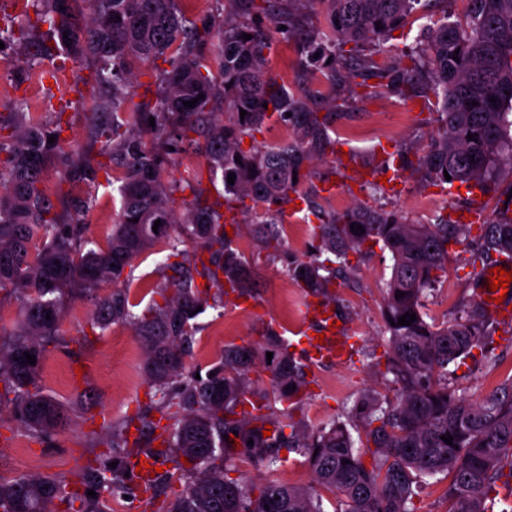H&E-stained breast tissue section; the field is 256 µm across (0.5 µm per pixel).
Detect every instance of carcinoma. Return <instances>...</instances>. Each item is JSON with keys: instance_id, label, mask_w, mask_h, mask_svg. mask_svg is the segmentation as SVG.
Instances as JSON below:
<instances>
[{"instance_id": "1", "label": "carcinoma", "mask_w": 512, "mask_h": 512, "mask_svg": "<svg viewBox=\"0 0 512 512\" xmlns=\"http://www.w3.org/2000/svg\"><path fill=\"white\" fill-rule=\"evenodd\" d=\"M180 2L30 0L34 18L21 23L0 16L4 46L31 45L42 59L63 54L93 67L96 84L107 88L91 115L105 163L64 151L60 112L48 125L23 112L12 123L0 120V291L11 290L24 300L19 331L0 337V403L11 404L20 424L38 437L55 434L66 423L67 409L44 394L38 378L46 346L59 339L64 291L90 292L104 280L119 281L137 256L163 239L174 248L189 243L209 255L200 264L171 265L173 275L163 290L172 294L140 316L132 311L136 304L127 288H115L96 301L95 327L131 322L146 350L145 374L158 396L138 418L148 441L129 445L127 426L118 425L106 450L79 469L74 481L0 478V512H48L54 502L58 512H105L102 491L135 490L134 477L126 473L130 458L141 453L161 465L174 464L186 479L165 512H323L319 487L336 495V512H414L410 505L419 483L438 474L450 477L448 512H488L490 493L499 482L512 480V378L481 400L458 392L448 383L450 364L475 348L486 368L496 364L490 317L476 302L442 322L423 311L427 291L447 273L449 249L471 238L472 225L446 218L410 224L395 211L364 206L322 220L316 252L345 260L349 251L371 241L383 243L392 255L383 287L390 354L382 376L395 386V396L367 392L354 400L349 415L355 437L342 423L313 431L301 421L275 422L269 414L249 421L238 417L237 408L254 396L248 371L260 357L256 348L230 345L224 348V362L211 368L214 375H185L196 332L194 310L208 305L213 288L214 297H221L226 281L242 295L251 289L248 261L226 231L236 222H225L199 186L170 183L166 165L174 151L202 154L210 179L224 182L226 201L248 197L254 202L249 221L254 237L274 253L284 252L278 227L283 205L307 177L306 167L334 151L336 141L332 113L320 112L315 95L289 91L271 73V35L262 26L266 18L277 29L286 26L308 80L322 78L334 86L336 66L343 64L349 84L369 71L385 80L386 88L412 98L419 79L428 76L441 127L418 154V170L432 185L458 181L491 192L501 167L512 168V0H467L464 19L445 17L428 28L427 58L412 51L409 64L393 67L371 57L352 67L347 58L365 44L388 40L418 10L420 0H228L230 11L195 21L185 18ZM313 2L323 7L327 27L302 17ZM246 34L251 39H244ZM135 61L150 66L153 101H134ZM194 99V107L183 105ZM242 109L247 111L243 118ZM118 112L131 113L133 125L124 129L115 122ZM273 118L290 127V138L241 147L244 136ZM50 137L54 142H48ZM113 164L124 170L119 220L106 247L88 249L80 241L81 220L63 222L53 211L43 175L55 168L90 183ZM229 175L235 177L232 185ZM186 190L190 197L183 198L180 218L173 194ZM157 220L161 225L155 232ZM353 223L365 232L351 231ZM478 230L476 260L491 263L496 255H512V216L501 212ZM288 272L307 293L336 302L329 291L336 272L317 256L290 260ZM400 291L405 296L398 299ZM407 312L416 320L398 325ZM268 344L274 398L299 399L304 367L271 331ZM27 353L36 357V365L26 361ZM155 412L172 421L162 428L159 448L153 446L159 428ZM267 424L272 429L266 437ZM443 435L452 436V444ZM237 446L268 467L277 462L279 448L299 450L314 485L272 480L253 494L226 478ZM112 462L116 467H110ZM90 490L96 497L86 495Z\"/></svg>"}]
</instances>
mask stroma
Returning a JSON list of instances; mask_svg holds the SVG:
<instances>
[{
  "instance_id": "stroma-1",
  "label": "stroma",
  "mask_w": 512,
  "mask_h": 512,
  "mask_svg": "<svg viewBox=\"0 0 512 512\" xmlns=\"http://www.w3.org/2000/svg\"><path fill=\"white\" fill-rule=\"evenodd\" d=\"M466 7L465 0H430L397 36L385 42L381 62L400 58L404 48L424 47L425 28L431 19L463 17ZM298 62L295 43L286 35L273 32L270 66L278 81L295 92L309 87L318 89L325 104L337 97H350L344 83L332 87L323 80L304 79ZM92 85L91 69L63 55L31 62L26 80L19 85L10 80L6 64L0 62V119L10 120L19 100L26 102L34 119L47 120L52 113H62L67 123L63 133L65 151L96 156L99 144L91 135L89 122L95 101ZM350 99L349 105L332 110L337 144L346 146L359 166L398 160L402 183L394 193L377 181L358 185L352 166L342 163L337 155L314 161L311 178L299 188L300 194L310 196L312 207L286 210L283 218L289 227L285 242L291 254L302 259L311 254L319 217L358 204L398 211L414 224H432L438 216L451 217L456 211L471 207L491 218L512 207V173L504 175L496 192L485 195L458 182L433 189L417 172L418 152L427 148L439 129L432 92H425L418 100L386 90L374 97ZM195 176L210 200H223L224 185L210 182L201 155H176L168 168L169 180L177 182ZM121 177V168L114 167L99 174L96 182H72L52 169L46 173L43 187L58 211H66L75 203H88L83 215L86 237L94 246L103 248L118 219ZM329 182L334 183V191L323 192V185ZM234 245L250 262V304L241 307L232 292L221 302L206 307L196 319L198 331L186 358L189 370L208 371L230 345L265 346V334L270 329L284 339L293 338L298 330L308 336L314 333L313 324L305 322L303 315L307 297L291 280L285 263L263 249L248 228H241ZM175 261L169 245L162 240L133 261L128 286L138 311L159 301V290ZM348 261L346 276L336 281L331 292L356 340L352 360L344 365H306L309 377L301 403L272 404L275 413L287 412L293 419H305L313 429L334 420L347 422L348 411L358 395L368 390H387L379 373L388 350L382 335V288L390 277L392 256L383 245L372 244L349 252ZM476 269L467 244L453 246L446 276L425 300L427 313L441 321L451 317L461 304L476 299ZM112 288V282L105 281L95 292L64 295L59 322L63 341L49 345L39 378L44 392L67 407L69 421L51 440L42 443L31 438L17 422L12 406L0 407V476L73 479L81 466L104 451L107 424L127 421L152 396L143 372L145 352L134 326L115 324L103 332L91 328L97 296L108 294ZM501 327L503 333L495 345L498 360L493 369L484 368L477 356L457 361L453 367L459 386L465 387L469 396H485L502 380L512 377V320L502 322ZM230 471L235 479L256 484L267 479L298 486L312 482L306 458L292 449L279 456L277 464L270 468L247 455L235 454Z\"/></svg>"
}]
</instances>
